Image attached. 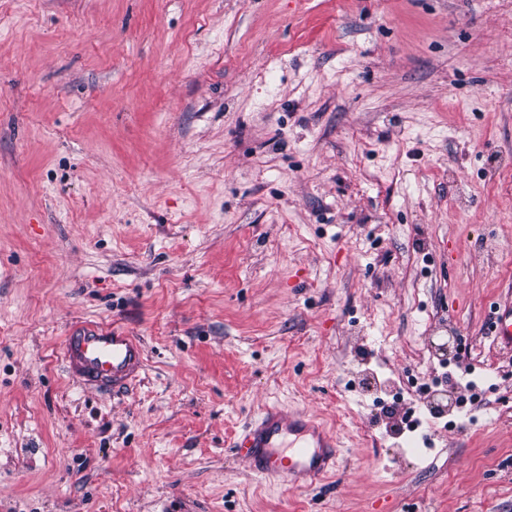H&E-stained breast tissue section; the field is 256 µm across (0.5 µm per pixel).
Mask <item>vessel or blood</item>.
Listing matches in <instances>:
<instances>
[{
    "mask_svg": "<svg viewBox=\"0 0 512 512\" xmlns=\"http://www.w3.org/2000/svg\"><path fill=\"white\" fill-rule=\"evenodd\" d=\"M491 334L503 349L512 351V302L495 315ZM66 374L79 387L102 394L126 391L142 375L145 348L124 327L80 320L68 328L60 349ZM233 448L260 479L311 485L336 469L340 448L336 437L311 415L283 412L269 406L251 420Z\"/></svg>",
    "mask_w": 512,
    "mask_h": 512,
    "instance_id": "1",
    "label": "vessel or blood"
}]
</instances>
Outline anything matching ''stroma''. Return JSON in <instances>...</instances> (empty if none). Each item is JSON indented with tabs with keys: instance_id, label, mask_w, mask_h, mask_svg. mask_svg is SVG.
Masks as SVG:
<instances>
[{
	"instance_id": "obj_1",
	"label": "stroma",
	"mask_w": 512,
	"mask_h": 512,
	"mask_svg": "<svg viewBox=\"0 0 512 512\" xmlns=\"http://www.w3.org/2000/svg\"><path fill=\"white\" fill-rule=\"evenodd\" d=\"M510 300L512 0H0V512H512ZM84 319L127 391L67 377ZM269 405L338 469L255 476ZM491 336L503 349L512 351V302H506L494 316ZM60 359L66 374L82 389L115 395L141 377L146 353L141 340L124 327L80 320L68 328ZM339 447L311 415L277 406H267L232 445L258 478L291 486L312 485L336 470Z\"/></svg>"
}]
</instances>
